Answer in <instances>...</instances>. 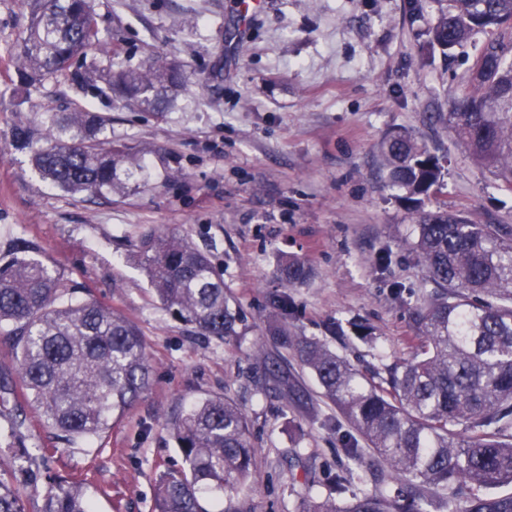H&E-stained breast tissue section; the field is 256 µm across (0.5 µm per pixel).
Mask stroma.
<instances>
[{
    "label": "stroma",
    "mask_w": 512,
    "mask_h": 512,
    "mask_svg": "<svg viewBox=\"0 0 512 512\" xmlns=\"http://www.w3.org/2000/svg\"><path fill=\"white\" fill-rule=\"evenodd\" d=\"M103 49L95 75L161 52L184 86L163 114L126 107L98 81L58 79L20 90L13 48L26 34L29 0H0V258L31 245L75 285L130 319L147 343L154 377L140 399L93 444L57 438L28 412L13 438L14 399L0 403V456L42 448L43 479L84 480L94 512H152L158 475L181 465L171 419L209 396L232 398L251 423L255 478L239 490L243 512H306L328 494L344 459L342 434L295 410L269 385L288 368L316 379L271 336L277 324L327 342L365 375L412 356L411 312L432 290L413 249L411 213L389 186L380 142L408 131L445 165L427 209L447 204L479 224H512V193L448 130V100L465 83L484 37L451 56L430 51L439 4L423 0H265L243 19L237 0H94ZM89 107L108 117L104 141L146 161L145 184L103 198L48 187L16 129L42 144L52 114ZM204 248L243 309L239 335L194 336L150 289L132 249L150 228ZM305 259L309 280L286 288L283 258ZM287 293L280 318L270 297ZM373 329L371 340L352 323ZM337 325L340 336L328 328Z\"/></svg>",
    "instance_id": "35a3bbf8"
}]
</instances>
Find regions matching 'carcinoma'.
Instances as JSON below:
<instances>
[{"label": "carcinoma", "mask_w": 512, "mask_h": 512, "mask_svg": "<svg viewBox=\"0 0 512 512\" xmlns=\"http://www.w3.org/2000/svg\"><path fill=\"white\" fill-rule=\"evenodd\" d=\"M429 32V46L447 55L479 32L492 37L474 61L468 81L449 101L448 129L501 187L512 191V0H445ZM105 40L91 0H31L27 34L14 60L29 82L83 76L72 65ZM125 102L157 115L182 85L179 68L162 55L101 76ZM106 120L79 109L51 119L49 136L32 149L42 181L72 195L110 194L145 172L125 147L100 146ZM389 184L406 193L415 210L414 250L435 285L412 314L418 346L412 359L387 368L380 382L366 378L326 343L282 329L291 348L317 379L351 432L347 463L330 491L349 494L314 501L305 512H443L448 499L466 495L458 512H512V224H476L445 208L429 211L444 167L408 132L381 143ZM151 289L174 316L205 339L239 335L240 310L224 291V278L206 251L184 237L152 230L134 244ZM282 281L310 276L297 257L279 267ZM73 287L45 259L15 256L0 262V334L15 352L22 396L43 422L68 440L100 437L149 388L152 367L135 324L94 300L73 301ZM268 382L294 408L309 413L312 400L288 369L274 362ZM182 467L159 475L152 512H207L201 491L224 499L222 512H240L233 498L254 467L248 421L239 406L213 396L171 421ZM364 441L408 495L368 491ZM0 472V512H25L21 487L38 489L39 458L22 449ZM39 512H93L82 482L59 477L42 495Z\"/></svg>", "instance_id": "carcinoma-1"}]
</instances>
